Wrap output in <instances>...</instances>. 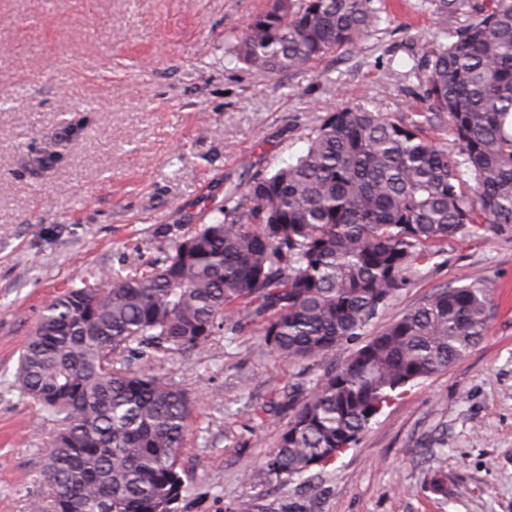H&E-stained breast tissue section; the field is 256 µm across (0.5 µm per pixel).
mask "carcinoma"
Instances as JSON below:
<instances>
[{
  "instance_id": "cac0c4a2",
  "label": "carcinoma",
  "mask_w": 512,
  "mask_h": 512,
  "mask_svg": "<svg viewBox=\"0 0 512 512\" xmlns=\"http://www.w3.org/2000/svg\"><path fill=\"white\" fill-rule=\"evenodd\" d=\"M432 4L443 27L401 73L426 111L328 113L294 161L229 192L220 216L145 269L95 270L43 307L16 372L58 422L42 455L50 493L31 512H174L195 401L156 364L190 361L231 320L259 324L265 354L322 358L361 335L432 247L512 232V0ZM382 21L374 0H273L233 56L266 73L307 69ZM442 112L456 152L424 134ZM490 316L478 278L434 290L307 395L288 393L260 470L290 478L334 459L398 390L474 347Z\"/></svg>"
}]
</instances>
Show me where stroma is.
Wrapping results in <instances>:
<instances>
[{
  "mask_svg": "<svg viewBox=\"0 0 512 512\" xmlns=\"http://www.w3.org/2000/svg\"><path fill=\"white\" fill-rule=\"evenodd\" d=\"M271 3L0 0V512H30L47 492L41 457L56 426L15 382L45 303L91 270L144 268L210 223L228 187L291 161L326 113L425 110L416 81L388 73L440 31L433 8L384 0L382 23L353 48L263 74L231 53ZM473 278L491 298L483 339L301 476L243 474L287 424L281 391L310 389L357 342L289 364L259 350V325L230 321L191 364L164 362L197 402L176 512H512V235L436 247L364 335Z\"/></svg>",
  "mask_w": 512,
  "mask_h": 512,
  "instance_id": "1",
  "label": "stroma"
}]
</instances>
